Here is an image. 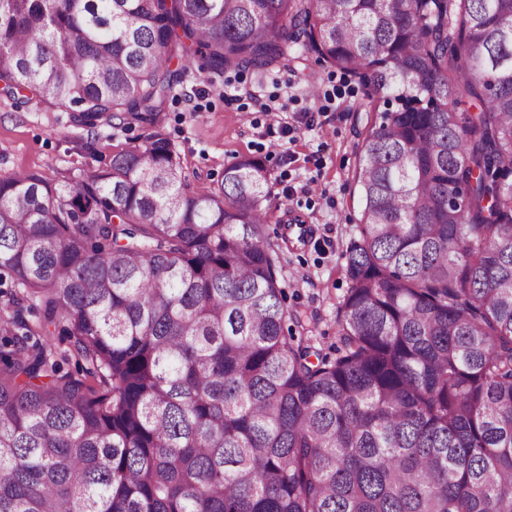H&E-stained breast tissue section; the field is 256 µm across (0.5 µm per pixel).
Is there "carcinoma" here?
Here are the masks:
<instances>
[{
	"label": "carcinoma",
	"instance_id": "1",
	"mask_svg": "<svg viewBox=\"0 0 512 512\" xmlns=\"http://www.w3.org/2000/svg\"><path fill=\"white\" fill-rule=\"evenodd\" d=\"M301 49L373 114L314 361L265 163L197 195L157 123L194 57ZM0 89L149 127L75 181L0 176V512H512V0H0Z\"/></svg>",
	"mask_w": 512,
	"mask_h": 512
}]
</instances>
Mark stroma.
Returning <instances> with one entry per match:
<instances>
[{"label": "stroma", "mask_w": 512, "mask_h": 512, "mask_svg": "<svg viewBox=\"0 0 512 512\" xmlns=\"http://www.w3.org/2000/svg\"><path fill=\"white\" fill-rule=\"evenodd\" d=\"M204 63L196 58L160 115L189 188L214 191L225 165L240 156L266 163L270 181L263 205L271 219L262 227L264 237L284 242L293 215L315 229L309 240L285 243L276 264L292 314L288 332L333 352L337 312L348 288L345 250L360 219L354 174L369 115L355 106L365 89L312 53L288 71L215 73ZM271 98L286 106L292 139L282 138L275 117L258 110V102ZM147 131L143 124L105 122L89 129L75 125L70 111L0 96V175L36 170L54 180H75L107 167L113 154L139 144Z\"/></svg>", "instance_id": "1"}]
</instances>
